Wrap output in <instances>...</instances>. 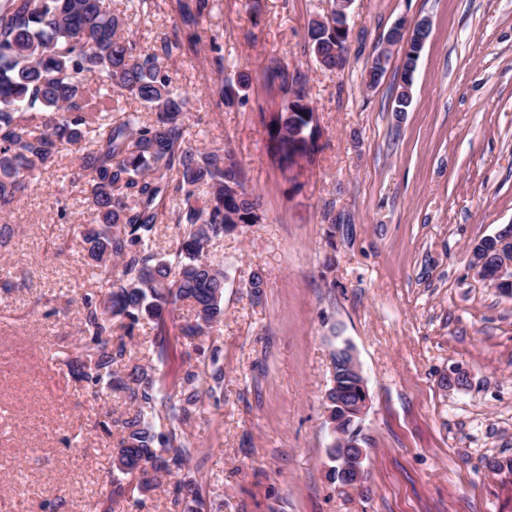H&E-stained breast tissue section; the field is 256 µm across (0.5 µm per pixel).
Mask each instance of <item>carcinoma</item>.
Masks as SVG:
<instances>
[{
  "instance_id": "obj_1",
  "label": "carcinoma",
  "mask_w": 512,
  "mask_h": 512,
  "mask_svg": "<svg viewBox=\"0 0 512 512\" xmlns=\"http://www.w3.org/2000/svg\"><path fill=\"white\" fill-rule=\"evenodd\" d=\"M208 0L181 5V20L194 25ZM336 10L309 21L308 40L319 65L335 71L336 47L346 36ZM128 16L112 0H6L0 8V213H9L56 166L63 152L79 147L77 168L64 175L73 200L93 216L80 224L86 257L99 292L83 298L79 331L86 354L64 360L69 373L94 386L126 390L133 413L122 421L116 448L125 480L113 482L133 498L157 487V475L183 471L192 443L176 428L158 432L154 418L185 424L200 401L197 374L184 371L180 395L157 399L161 378L134 364L128 381L114 378L113 366L127 345L114 324L142 317L165 331L164 314L177 302L192 303L194 321L180 328L193 339L224 321V262L204 254L211 239L255 224L260 198L248 190L245 175L224 148L194 147L186 139L191 100L174 87L160 63L182 53L178 36H166L151 53L124 35ZM387 63L375 58L367 70L375 87ZM286 96L268 122V153L287 172L289 162L308 149L306 136L317 122L313 108L289 98L288 83L305 87L302 76L288 78L280 66ZM89 76L100 90L86 87ZM138 102L129 111L126 103ZM175 216L169 257L149 249L165 213ZM343 405H327L329 420L348 431L355 426L357 399L352 357L336 353Z\"/></svg>"
}]
</instances>
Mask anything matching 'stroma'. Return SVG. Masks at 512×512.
I'll list each match as a JSON object with an SVG mask.
<instances>
[{"label":"stroma","mask_w":512,"mask_h":512,"mask_svg":"<svg viewBox=\"0 0 512 512\" xmlns=\"http://www.w3.org/2000/svg\"><path fill=\"white\" fill-rule=\"evenodd\" d=\"M181 2L129 11L142 50L172 34ZM210 4L198 28L215 44L184 47L167 67L192 97L191 144L232 151L260 221L205 248L228 274L217 331L181 336L193 318L183 303L166 331L144 320L126 338L137 364L165 374L166 393L187 367L198 374L205 399L183 430L200 498L186 505L166 474L140 503L115 494L131 405L63 363L83 345L82 298L98 289L73 230L90 211L74 204L63 219L55 204L70 152L5 218L0 269L15 287L0 294V512L20 499L27 512H512V297L474 277L469 250L512 224V0H353L348 62L333 73L307 35L332 0ZM402 19L427 20L430 33L398 112L402 47L377 87L365 77ZM274 61L304 77L321 130L314 163L292 178L266 149L284 99L266 78ZM242 75L248 86L221 103L220 81ZM345 345L369 394L368 474L350 491L327 477L325 393ZM454 369L464 381L446 387Z\"/></svg>","instance_id":"35a3bbf8"}]
</instances>
